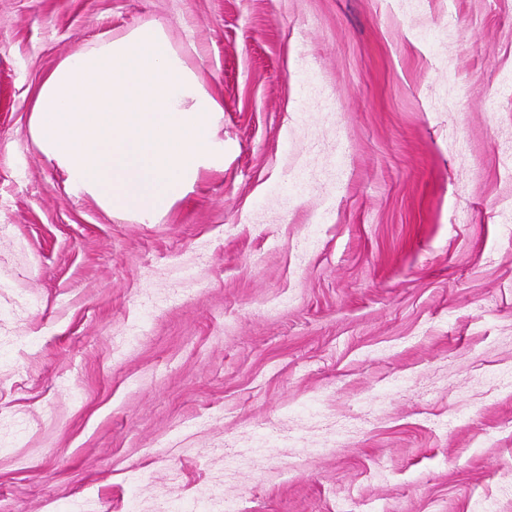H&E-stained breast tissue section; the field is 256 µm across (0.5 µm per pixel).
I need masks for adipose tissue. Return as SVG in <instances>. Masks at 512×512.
Wrapping results in <instances>:
<instances>
[{
	"instance_id": "obj_1",
	"label": "adipose tissue",
	"mask_w": 512,
	"mask_h": 512,
	"mask_svg": "<svg viewBox=\"0 0 512 512\" xmlns=\"http://www.w3.org/2000/svg\"><path fill=\"white\" fill-rule=\"evenodd\" d=\"M224 108L147 23L61 61L43 80L28 133L75 196L152 221L203 172L224 167Z\"/></svg>"
}]
</instances>
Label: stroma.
<instances>
[{
  "label": "stroma",
  "mask_w": 512,
  "mask_h": 512,
  "mask_svg": "<svg viewBox=\"0 0 512 512\" xmlns=\"http://www.w3.org/2000/svg\"><path fill=\"white\" fill-rule=\"evenodd\" d=\"M149 21L224 168L142 224L27 127ZM506 76L512 0H0V512H512Z\"/></svg>",
  "instance_id": "obj_1"
}]
</instances>
